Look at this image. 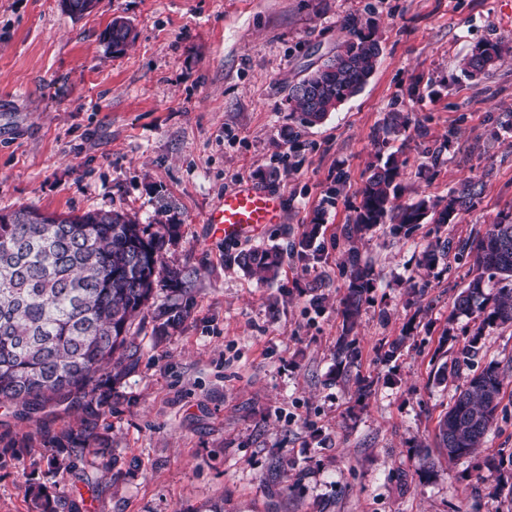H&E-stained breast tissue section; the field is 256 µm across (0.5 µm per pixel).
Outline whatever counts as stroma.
Wrapping results in <instances>:
<instances>
[{"mask_svg":"<svg viewBox=\"0 0 512 512\" xmlns=\"http://www.w3.org/2000/svg\"><path fill=\"white\" fill-rule=\"evenodd\" d=\"M117 17L137 33L119 52L102 40ZM353 19L375 23L376 71L322 123L300 125L288 88ZM510 38L512 0H99L79 18L61 0H0V213L118 211L151 224L166 212L178 229L165 259L185 279L177 293L159 282L153 299L184 309L177 325L156 333L152 309L133 324L141 360L100 420L111 469L90 455L47 470L41 438L77 419L67 405L29 419L0 407V512H32L30 485L81 512H512L496 492L512 467L486 465L512 457V327L486 329L472 363L437 378L457 356L440 339L477 270L469 244L512 217V52L478 82L463 68L485 41ZM394 108L410 119L390 144L405 161L402 202L469 177L485 189L456 223L406 234L384 224L362 239L375 286L348 333L344 227ZM340 172L344 191L324 206ZM244 180L282 196V221L228 244L206 216ZM319 211L309 263L299 243ZM440 237L451 248L426 268ZM275 246L285 262L273 283L236 262ZM344 335L359 351L345 370L334 358ZM395 341L396 358L381 360ZM491 364L498 423L475 454L445 460L432 450L437 422Z\"/></svg>","mask_w":512,"mask_h":512,"instance_id":"stroma-1","label":"stroma"}]
</instances>
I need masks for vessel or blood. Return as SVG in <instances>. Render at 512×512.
Segmentation results:
<instances>
[{"label":"vessel or blood","instance_id":"b4317fda","mask_svg":"<svg viewBox=\"0 0 512 512\" xmlns=\"http://www.w3.org/2000/svg\"><path fill=\"white\" fill-rule=\"evenodd\" d=\"M283 201L279 193L244 182L225 192L206 221L220 225L225 242H241L257 235L263 227L280 223Z\"/></svg>","mask_w":512,"mask_h":512}]
</instances>
